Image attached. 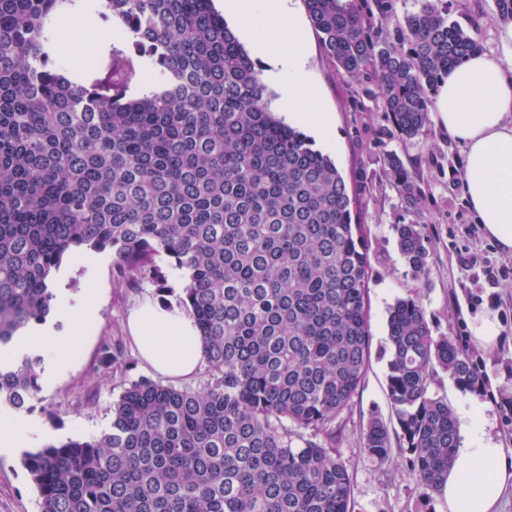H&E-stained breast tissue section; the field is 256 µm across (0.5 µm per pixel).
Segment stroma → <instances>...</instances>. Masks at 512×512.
Instances as JSON below:
<instances>
[{
    "label": "stroma",
    "mask_w": 512,
    "mask_h": 512,
    "mask_svg": "<svg viewBox=\"0 0 512 512\" xmlns=\"http://www.w3.org/2000/svg\"><path fill=\"white\" fill-rule=\"evenodd\" d=\"M445 2L449 20L476 28L485 53L512 67V44L502 41V26L491 19L493 0ZM110 28L99 19L87 32L89 53L72 71L77 82L90 86L108 80L112 45L99 43L98 38ZM307 50L308 78L322 89V109L333 115L330 140H316L315 146L330 155L360 200L355 220L364 226L372 272L367 292L370 358L360 388L336 422L341 430L340 459L353 477L354 512H448L442 492L426 488L410 475L403 452L394 451L389 461L379 463L362 450L371 417L390 426L395 423L387 394L388 357L383 353L388 310L398 299L419 298L433 335L457 336L470 344H476L471 329L476 318L496 319L497 342L476 345L487 381L479 398L485 410L472 433L512 451V427L506 423L512 409L505 403L512 398V255L485 235L467 204L464 144L435 118L415 138H399L387 113L367 95V80L347 83L335 74L316 30L308 32ZM389 153L417 173L423 190L419 208L407 206L389 181L383 166ZM399 224L417 225L424 237L429 251L424 284H416L400 253L395 232ZM159 267L164 282H131L118 277L107 251L94 263L82 258L64 262L69 296L78 298L83 288L95 287L99 310L84 324L70 352V368L53 378L41 377V392L31 409L16 414L32 433L20 448L0 453V512H39L38 493L21 463L25 452L108 430L110 406L127 381L153 377L137 352L127 320L144 299L179 302L181 272L164 259ZM108 349L122 354L126 370L106 365Z\"/></svg>",
    "instance_id": "stroma-1"
}]
</instances>
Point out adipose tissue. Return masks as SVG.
I'll use <instances>...</instances> for the list:
<instances>
[{
    "instance_id": "adipose-tissue-1",
    "label": "adipose tissue",
    "mask_w": 512,
    "mask_h": 512,
    "mask_svg": "<svg viewBox=\"0 0 512 512\" xmlns=\"http://www.w3.org/2000/svg\"><path fill=\"white\" fill-rule=\"evenodd\" d=\"M224 13L250 39L255 56L287 72L277 105L289 123L322 135L331 115L321 90L306 78V32L293 0H224ZM442 124L465 143L464 193L485 234L512 254V74L485 53L449 71L436 94ZM140 355L157 373L189 379L203 358V338L192 314L145 300L129 317ZM512 485V459L488 440L459 447L442 488L448 512H498Z\"/></svg>"
}]
</instances>
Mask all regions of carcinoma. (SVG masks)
Wrapping results in <instances>:
<instances>
[{"label": "carcinoma", "instance_id": "cac0c4a2", "mask_svg": "<svg viewBox=\"0 0 512 512\" xmlns=\"http://www.w3.org/2000/svg\"><path fill=\"white\" fill-rule=\"evenodd\" d=\"M73 0H0V346L44 323L70 257L112 252L129 280L184 272L181 304L204 339L202 389L134 380L109 431L23 455L40 512H351L352 477L336 420L365 375L369 264L356 197L331 158L268 110L267 87L213 0H95L131 36L112 49V85L73 82L53 30ZM327 57L368 94L398 136L430 123L440 81L481 42L442 0H304ZM492 20L512 22V0ZM394 22V40L378 37ZM152 64L159 85L128 89ZM390 180L412 208L421 187L395 154ZM424 283L428 249L396 226ZM388 397L415 479L437 490L459 422L429 387L442 369L482 395L485 373L456 336H434L422 303L387 320ZM39 355L0 363V403L41 391ZM288 421L291 427L284 426ZM302 446L294 445V439ZM363 452L384 462L390 430L372 418Z\"/></svg>", "mask_w": 512, "mask_h": 512}]
</instances>
